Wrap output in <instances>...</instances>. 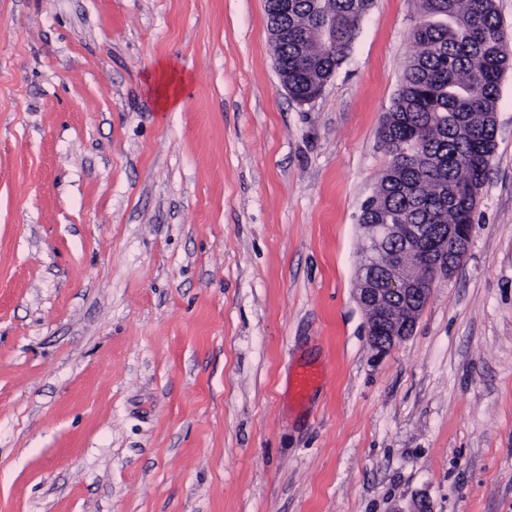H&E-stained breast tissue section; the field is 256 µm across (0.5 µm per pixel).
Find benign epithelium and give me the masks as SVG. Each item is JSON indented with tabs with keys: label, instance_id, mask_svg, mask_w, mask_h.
<instances>
[{
	"label": "benign epithelium",
	"instance_id": "benign-epithelium-1",
	"mask_svg": "<svg viewBox=\"0 0 512 512\" xmlns=\"http://www.w3.org/2000/svg\"><path fill=\"white\" fill-rule=\"evenodd\" d=\"M371 253L376 255L394 237H402L408 260L398 257L376 275L374 265L363 267L358 276V299L365 314L371 344L386 350L411 336L440 277L451 276L457 264L452 255L467 249L470 224H450L441 240H430L415 224H364Z\"/></svg>",
	"mask_w": 512,
	"mask_h": 512
}]
</instances>
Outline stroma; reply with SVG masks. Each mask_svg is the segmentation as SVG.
<instances>
[{"instance_id": "stroma-1", "label": "stroma", "mask_w": 512, "mask_h": 512, "mask_svg": "<svg viewBox=\"0 0 512 512\" xmlns=\"http://www.w3.org/2000/svg\"><path fill=\"white\" fill-rule=\"evenodd\" d=\"M417 19L300 105L265 0H0V512H512V68L459 267L389 350L356 296ZM189 76L169 62L162 61L146 81V92L159 111L177 112L183 107V91Z\"/></svg>"}]
</instances>
